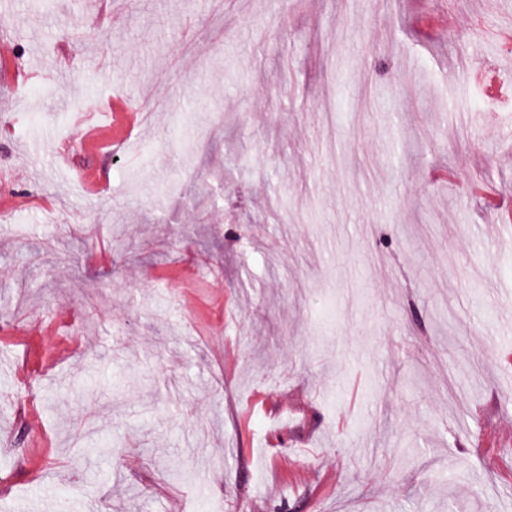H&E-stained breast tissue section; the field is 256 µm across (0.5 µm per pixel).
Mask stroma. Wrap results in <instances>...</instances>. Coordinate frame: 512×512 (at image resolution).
Returning <instances> with one entry per match:
<instances>
[{"mask_svg":"<svg viewBox=\"0 0 512 512\" xmlns=\"http://www.w3.org/2000/svg\"><path fill=\"white\" fill-rule=\"evenodd\" d=\"M478 2L0 0V512H512V237L469 191L512 201V43ZM137 91L124 152L55 165ZM82 182L88 194L102 196L110 187V176L108 172L88 171L81 169Z\"/></svg>","mask_w":512,"mask_h":512,"instance_id":"1","label":"stroma"}]
</instances>
